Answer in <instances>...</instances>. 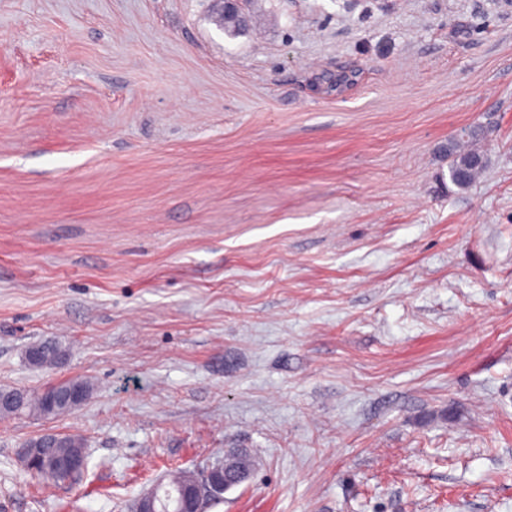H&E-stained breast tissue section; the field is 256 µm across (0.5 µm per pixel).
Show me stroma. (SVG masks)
Wrapping results in <instances>:
<instances>
[{"instance_id":"obj_1","label":"stroma","mask_w":512,"mask_h":512,"mask_svg":"<svg viewBox=\"0 0 512 512\" xmlns=\"http://www.w3.org/2000/svg\"><path fill=\"white\" fill-rule=\"evenodd\" d=\"M246 11L0 0V388L95 389L0 419V512H131L241 449L211 512H512V0ZM43 434L77 481L31 479ZM217 2L221 3L220 8L224 11H220L218 22L225 32L236 34L247 27L246 13L240 14L239 12L242 0H217ZM225 10L236 11L238 14L226 12ZM464 137H467V140ZM476 139L477 136L468 131L466 134L448 140V174L452 184L459 189L468 188L486 167L485 158L480 151L466 149L464 146V143L469 140ZM476 155H480L481 162L474 165L472 162ZM64 351L62 346L57 342L43 341L36 342L29 345L25 351L26 359L33 365H37L38 368H46L56 365L60 357H62ZM34 355V361H31V356ZM93 385L82 379H70L68 381L51 385L37 393L23 391V398L12 404H5L2 407L0 416H8L24 412L26 410L36 412L42 416L55 417L70 413L80 405L89 400L93 395ZM79 392L83 402H76L69 399V394ZM52 397L53 403L48 407V399ZM29 441L40 444L41 453L39 451L40 449L37 448L38 445L35 443H28L24 445L20 452V458L26 468H29L33 463H35L36 459L40 457V454H42V457L46 460L56 458L50 461L51 465L72 474L79 473L83 468L84 464L80 456L84 457L86 462L84 442L78 436L43 435L30 439ZM26 470L31 477L37 479L39 483L46 487L50 484L56 485L60 481L75 480L73 476L50 467L49 463L46 461L35 463L31 470Z\"/></svg>"}]
</instances>
